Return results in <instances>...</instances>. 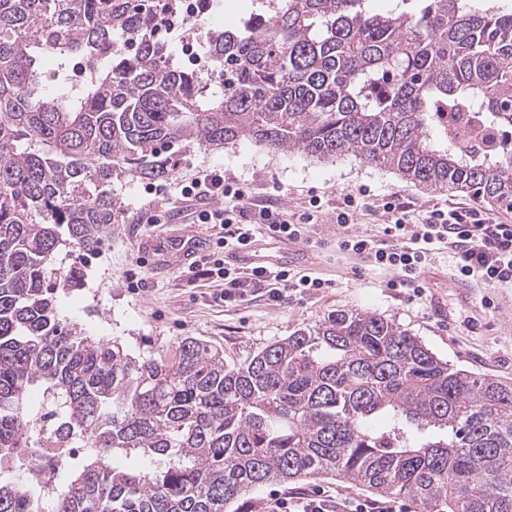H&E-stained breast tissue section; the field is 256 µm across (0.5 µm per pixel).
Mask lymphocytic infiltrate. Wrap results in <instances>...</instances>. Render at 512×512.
<instances>
[{"mask_svg":"<svg viewBox=\"0 0 512 512\" xmlns=\"http://www.w3.org/2000/svg\"><path fill=\"white\" fill-rule=\"evenodd\" d=\"M157 202L150 209L149 223L167 224L177 216L183 202L205 200L197 210L196 221L219 227L213 248L198 256L189 266L194 278L219 279L224 283L214 293L217 302L245 300L256 290H265L271 301L282 298L291 288L309 292L324 288V280L288 269L257 266L240 271L228 265L223 251L243 248L259 236L295 240L303 227L317 223L323 211L322 198L310 195L300 213L288 216L275 202H257L248 184L223 172L201 167L179 176L170 184L155 187ZM366 189L340 195L336 222L345 228L337 246L344 252L367 255L373 266L393 272L400 286L422 293L421 274L435 259L440 247L455 257L459 279L476 280L490 288H512V224L493 216L480 205L430 206L418 208L398 193L383 196L377 208L382 224L376 234L356 231L360 213L366 209ZM271 512H408L399 502L359 500L315 494L277 500Z\"/></svg>","mask_w":512,"mask_h":512,"instance_id":"obj_1","label":"lymphocytic infiltrate"}]
</instances>
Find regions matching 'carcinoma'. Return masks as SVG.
I'll return each mask as SVG.
<instances>
[{
	"mask_svg": "<svg viewBox=\"0 0 512 512\" xmlns=\"http://www.w3.org/2000/svg\"><path fill=\"white\" fill-rule=\"evenodd\" d=\"M272 1L210 33L205 78L159 35L175 0H0V512H227L326 476L414 512H512V382L381 314L332 311L233 365L189 336L137 358L59 318L82 268L57 250L95 254L121 214L112 184L167 176L176 147L351 155L512 206V10ZM21 455L38 461L23 480Z\"/></svg>",
	"mask_w": 512,
	"mask_h": 512,
	"instance_id": "obj_1",
	"label": "carcinoma"
}]
</instances>
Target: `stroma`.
Here are the masks:
<instances>
[{
    "mask_svg": "<svg viewBox=\"0 0 512 512\" xmlns=\"http://www.w3.org/2000/svg\"><path fill=\"white\" fill-rule=\"evenodd\" d=\"M173 159L179 175L205 165L253 181L260 193L277 187L280 206L291 212L297 209L299 190L321 195V220L306 225L300 240L287 247L303 252L304 271L331 280V287L302 294L287 289L277 303L262 293L245 302H214L216 283L191 280L171 246L173 239L187 233L210 237V226L194 223L188 214L170 224L142 222L152 197L145 179L130 177L112 187L123 218L113 225L98 254L86 261L81 287L57 294L61 319L81 324L92 339H120L136 356L168 355L179 338L192 336L223 351L225 362L233 364L331 311L366 310L394 319L454 367L512 381V288L479 283L459 287L453 275L455 260L447 251L425 270L427 290L417 297L410 290L390 287L393 273L336 246L344 234L333 213L336 197L359 185L380 195L397 192L422 206L472 204L474 195L427 192L352 156L319 161L302 153H273L247 140L180 149ZM134 267L143 281L132 291L126 286V272ZM318 490L372 497L367 490L329 477L263 486L236 508L267 512L274 496L311 495Z\"/></svg>",
    "mask_w": 512,
    "mask_h": 512,
    "instance_id": "1",
    "label": "stroma"
}]
</instances>
